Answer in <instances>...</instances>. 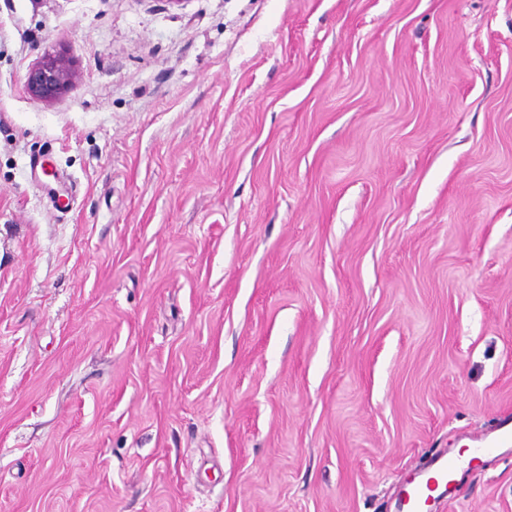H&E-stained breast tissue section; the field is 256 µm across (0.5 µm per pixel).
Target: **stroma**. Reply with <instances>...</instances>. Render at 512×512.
<instances>
[{
    "label": "stroma",
    "instance_id": "35a3bbf8",
    "mask_svg": "<svg viewBox=\"0 0 512 512\" xmlns=\"http://www.w3.org/2000/svg\"><path fill=\"white\" fill-rule=\"evenodd\" d=\"M502 422L512 0H0V512H398ZM75 81L69 60L62 54H48L28 70L25 87L32 98L50 103L72 89ZM459 466L457 457L440 456L432 461V468L426 477L414 479L408 489H404L400 501L403 512H422L430 493L441 486L445 488Z\"/></svg>",
    "mask_w": 512,
    "mask_h": 512
}]
</instances>
